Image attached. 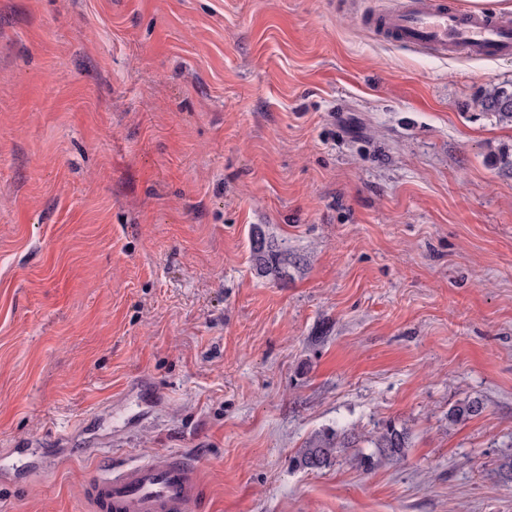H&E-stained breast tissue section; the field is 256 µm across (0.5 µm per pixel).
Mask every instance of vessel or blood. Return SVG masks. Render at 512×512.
<instances>
[{
    "label": "vessel or blood",
    "mask_w": 512,
    "mask_h": 512,
    "mask_svg": "<svg viewBox=\"0 0 512 512\" xmlns=\"http://www.w3.org/2000/svg\"><path fill=\"white\" fill-rule=\"evenodd\" d=\"M372 22L381 34L411 46L487 59L512 55L510 15L463 12L446 0H405ZM199 491L197 470L170 454L105 473L83 487L94 512H189Z\"/></svg>",
    "instance_id": "vessel-or-blood-1"
}]
</instances>
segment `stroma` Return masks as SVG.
Segmentation results:
<instances>
[{"label": "stroma", "instance_id": "stroma-1", "mask_svg": "<svg viewBox=\"0 0 512 512\" xmlns=\"http://www.w3.org/2000/svg\"><path fill=\"white\" fill-rule=\"evenodd\" d=\"M398 2L0 0V512L161 453L193 512H512V57ZM390 420L401 460L291 464ZM381 34L441 53L494 59L512 55V16L462 12L446 0H408L372 18ZM481 106L501 121L512 123V85L492 84L483 94ZM252 268L260 277L280 279L287 273L288 265H297L300 258L288 248L285 240L280 242L266 235L261 227H254L250 236ZM361 437L354 428H326L312 436L295 456V468L311 472L329 467L339 448H353Z\"/></svg>", "mask_w": 512, "mask_h": 512}]
</instances>
